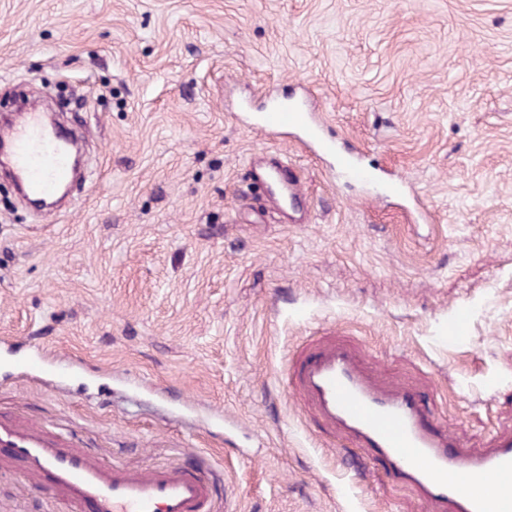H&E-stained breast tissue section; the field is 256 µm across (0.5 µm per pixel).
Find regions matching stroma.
I'll return each mask as SVG.
<instances>
[{
  "mask_svg": "<svg viewBox=\"0 0 512 512\" xmlns=\"http://www.w3.org/2000/svg\"><path fill=\"white\" fill-rule=\"evenodd\" d=\"M60 84L86 181L58 210L0 184L1 410L118 464L201 454L231 512H421L282 389L336 330L468 444L512 430V0H0V113ZM286 88L372 182L245 123ZM282 158L292 223L249 197ZM29 346L69 377L12 373ZM0 512L65 510L8 474Z\"/></svg>",
  "mask_w": 512,
  "mask_h": 512,
  "instance_id": "stroma-1",
  "label": "stroma"
}]
</instances>
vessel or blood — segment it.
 Instances as JSON below:
<instances>
[{
	"instance_id": "vessel-or-blood-1",
	"label": "vessel or blood",
	"mask_w": 512,
	"mask_h": 512,
	"mask_svg": "<svg viewBox=\"0 0 512 512\" xmlns=\"http://www.w3.org/2000/svg\"><path fill=\"white\" fill-rule=\"evenodd\" d=\"M257 126L297 130L316 152L335 156L349 180L370 178L354 151L337 150L335 140L325 137L307 101L270 103ZM0 144L9 147L13 176L31 197L54 196L71 178L67 152L40 113L0 128ZM260 192L298 200L303 187L272 176ZM50 365L36 347L17 368L34 374ZM280 380L301 405L312 435L359 449L364 464L382 466L391 481L412 488L423 512H512V490L498 483L512 476V431L481 448L467 445L441 422L430 390L390 380L358 337L334 331L308 337L291 352ZM12 464L39 498L68 512H217L215 474L196 457L175 465H117L38 422L0 412V465ZM459 475L465 483H456Z\"/></svg>"
}]
</instances>
